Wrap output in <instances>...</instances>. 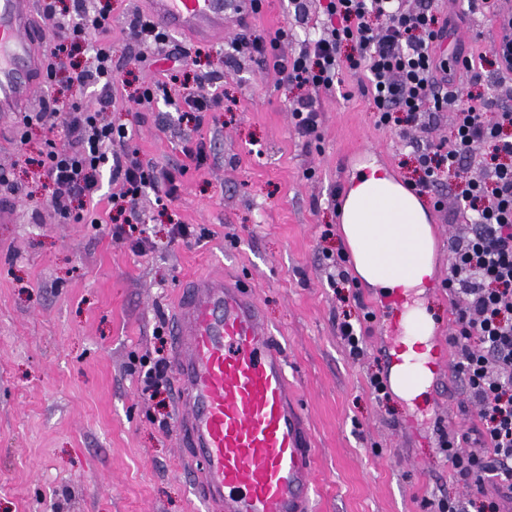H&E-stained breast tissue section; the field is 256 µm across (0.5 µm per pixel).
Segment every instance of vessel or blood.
<instances>
[{
    "label": "vessel or blood",
    "instance_id": "obj_1",
    "mask_svg": "<svg viewBox=\"0 0 512 512\" xmlns=\"http://www.w3.org/2000/svg\"><path fill=\"white\" fill-rule=\"evenodd\" d=\"M154 23L213 43L250 0H145ZM35 0H0V117L28 111L45 71ZM181 448L209 512H312L314 451L287 359L253 292L194 278L171 323Z\"/></svg>",
    "mask_w": 512,
    "mask_h": 512
}]
</instances>
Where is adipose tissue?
I'll return each instance as SVG.
<instances>
[{
  "mask_svg": "<svg viewBox=\"0 0 512 512\" xmlns=\"http://www.w3.org/2000/svg\"><path fill=\"white\" fill-rule=\"evenodd\" d=\"M341 234L357 275L389 295L414 296L401 314L402 360L391 367L394 392L410 400L423 392L430 374L434 323L417 296L433 276L436 241L420 197L376 159L360 165L341 208Z\"/></svg>",
  "mask_w": 512,
  "mask_h": 512,
  "instance_id": "adipose-tissue-1",
  "label": "adipose tissue"
}]
</instances>
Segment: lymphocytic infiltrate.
I'll use <instances>...</instances> for the list:
<instances>
[{
	"mask_svg": "<svg viewBox=\"0 0 512 512\" xmlns=\"http://www.w3.org/2000/svg\"><path fill=\"white\" fill-rule=\"evenodd\" d=\"M45 12L57 17L60 32L46 65L48 76L87 47L89 61L73 71L70 81L94 96L89 104L51 98L40 111L19 118L24 130L34 124L49 133L64 128L66 144L49 136L35 161L47 182L49 203L63 222L82 221L85 208L99 196L102 170H109L122 189L109 197L108 205L124 218L113 225L112 236L145 252L151 245L148 236L131 230L138 201L147 188L156 202L174 201L177 185L171 175L145 164L139 150L127 148V127L104 118L116 101L118 84L112 70L111 9L104 0H73L61 13L55 0H47ZM325 15L324 36L305 39L299 51L274 62L286 81L309 90L289 104L299 131L317 129L314 96L335 89L346 68L363 72L379 127L400 129L426 116L454 113L450 144L429 142L418 148L420 176L414 188L420 194L432 192L445 172L459 180L460 212L467 225L449 245L447 286L457 301L449 342L456 351L454 372L479 424L466 432L439 427L437 447L459 481L474 483L480 495L464 502L438 500L436 512H512V108L455 87L445 59L434 55L448 36V23L439 19L432 0L416 5L409 0H328ZM160 98L178 101L182 119L196 123L220 103L178 82L173 72L140 85L133 101L149 111ZM473 158L483 177L470 176Z\"/></svg>",
	"mask_w": 512,
	"mask_h": 512,
	"instance_id": "lymphocytic-infiltrate-1",
	"label": "lymphocytic infiltrate"
}]
</instances>
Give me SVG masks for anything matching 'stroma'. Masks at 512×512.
<instances>
[{
  "mask_svg": "<svg viewBox=\"0 0 512 512\" xmlns=\"http://www.w3.org/2000/svg\"><path fill=\"white\" fill-rule=\"evenodd\" d=\"M435 3L455 21L442 56L489 54L493 14L465 12L462 0ZM325 4L305 0L298 16L289 0H264L248 22L227 25L224 40L254 32L299 48L319 34ZM111 5L114 72L134 86L160 79L159 66L137 62L127 36L143 0ZM186 74L198 93L224 98L200 126L179 123L164 100L137 111L121 89L107 114L129 127V146L155 169L181 175L168 208L149 190L139 199L153 241L144 253L113 239L105 202L81 223H59L30 163L43 130L32 128L22 143L13 121H0V174L19 187L0 194L14 205L0 223V512H207L176 446L175 390L152 400L141 393L143 362L172 356V341H159L157 327L170 326L177 292L201 274L237 276L255 288L312 434L313 512H424L426 498L472 497L437 451L438 423L477 422L452 368L414 399H376L368 378L393 364L399 310L358 278L332 284L325 259L344 247L338 206L354 166L370 154L400 181L416 178L415 144L448 141L451 113L428 131L379 128L363 74L346 70L335 92L318 95V127L304 135L288 110L294 89L261 56L228 59L212 44ZM454 80L462 91L488 88L512 105V74L460 70ZM188 139L206 146L200 167L187 164ZM456 192L445 176L425 198L436 265L423 299L438 350L454 329L442 283L450 238L461 229ZM174 220L205 229L206 239L171 242ZM346 320L361 328L362 358L340 337Z\"/></svg>",
  "mask_w": 512,
  "mask_h": 512,
  "instance_id": "1",
  "label": "stroma"
}]
</instances>
